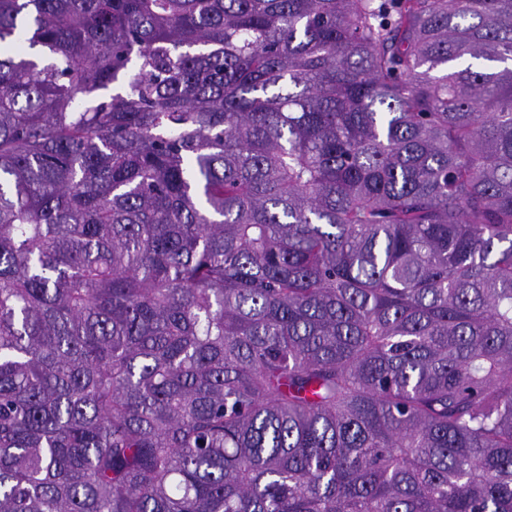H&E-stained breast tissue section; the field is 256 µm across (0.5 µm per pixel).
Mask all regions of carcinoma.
Segmentation results:
<instances>
[{
  "instance_id": "obj_1",
  "label": "carcinoma",
  "mask_w": 512,
  "mask_h": 512,
  "mask_svg": "<svg viewBox=\"0 0 512 512\" xmlns=\"http://www.w3.org/2000/svg\"><path fill=\"white\" fill-rule=\"evenodd\" d=\"M0 512H512V0H0Z\"/></svg>"
}]
</instances>
